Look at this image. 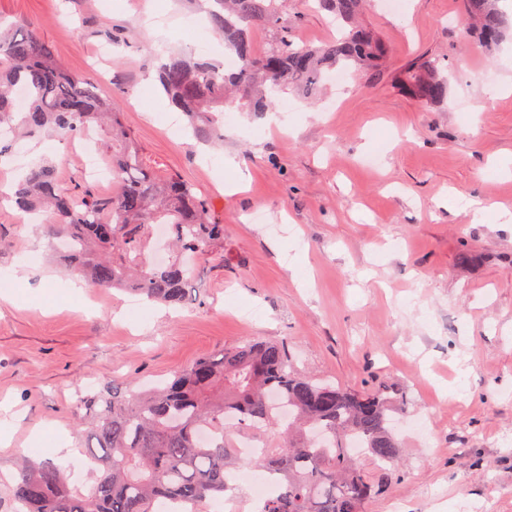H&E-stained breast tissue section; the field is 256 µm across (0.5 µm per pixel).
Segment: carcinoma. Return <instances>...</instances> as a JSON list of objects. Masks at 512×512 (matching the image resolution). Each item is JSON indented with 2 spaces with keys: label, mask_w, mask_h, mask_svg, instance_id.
Returning a JSON list of instances; mask_svg holds the SVG:
<instances>
[{
  "label": "carcinoma",
  "mask_w": 512,
  "mask_h": 512,
  "mask_svg": "<svg viewBox=\"0 0 512 512\" xmlns=\"http://www.w3.org/2000/svg\"><path fill=\"white\" fill-rule=\"evenodd\" d=\"M364 0H317L337 23L338 36L313 48L299 45L284 26L287 0H205L209 30L221 35L239 67L224 69L181 53L167 55L159 83L170 104L188 120L196 144L223 140L224 113L236 109L272 112L274 96L291 90L312 95L325 71L350 69L381 75L384 46L377 33L357 22ZM500 0H464L461 36L487 48L501 44L509 30ZM261 24L269 32L264 52L250 37ZM400 84L431 106L448 98L442 61L423 57L409 63ZM26 93L17 105L16 88ZM105 128L122 149L109 161L117 193L102 197L76 185L60 186L55 164L33 162L12 194L25 213L47 210L57 236L76 246L66 262L93 288H117L148 301L184 305L191 293L185 255L224 247V218L217 216L193 186L143 160L141 149L112 104L94 85L67 71L32 31L0 28V160L21 136L44 133L59 140ZM169 225L171 253L150 259V228ZM77 410L92 421L96 445L84 454L99 465L85 491L69 485L67 466L52 460L25 463L9 487L22 512H158L166 500L196 507L231 489L227 468L236 454L224 448V426L277 430L288 411V440L267 448L258 466L277 483L260 512H364L385 493L401 442L392 425L397 406L382 392L353 391L327 379L295 372L288 345L245 340L200 358L166 382L135 392L110 384L79 400ZM210 431L209 438L200 431ZM328 444L316 441V434ZM357 438L375 462L370 480L357 466L349 441Z\"/></svg>",
  "instance_id": "obj_1"
}]
</instances>
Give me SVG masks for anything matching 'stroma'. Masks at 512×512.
<instances>
[{
    "mask_svg": "<svg viewBox=\"0 0 512 512\" xmlns=\"http://www.w3.org/2000/svg\"><path fill=\"white\" fill-rule=\"evenodd\" d=\"M463 15L464 0H406L400 17L369 6L362 20L387 50L379 79L353 71L312 99L288 92L280 111L233 113L223 146L197 148L153 81L158 55L224 57L183 0H0L1 21L32 27L119 104L149 165L224 216V259L199 258L185 306L87 287L60 302L46 275L78 274L43 257L50 215L27 224L0 201V272L28 264L13 301L0 299V512L19 458L46 459L48 426L87 443L85 387L138 390L252 338L287 343L300 375L384 391L397 421L427 417L430 447L400 434L397 477L366 512H512V223L498 220L512 172L496 168L512 156V92L498 91L512 83V41L463 42ZM156 22L165 33L149 36ZM285 22L301 45L336 36L306 0H290ZM429 54L448 74L439 106L398 82ZM42 155L63 185L85 178L83 140L34 139L0 164V186Z\"/></svg>",
    "mask_w": 512,
    "mask_h": 512,
    "instance_id": "stroma-1",
    "label": "stroma"
}]
</instances>
